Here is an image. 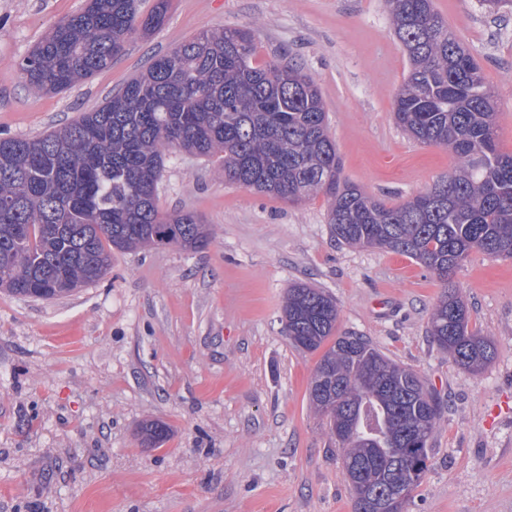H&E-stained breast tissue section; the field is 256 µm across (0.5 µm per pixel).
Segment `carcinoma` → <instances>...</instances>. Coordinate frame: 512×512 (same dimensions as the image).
Wrapping results in <instances>:
<instances>
[{
	"label": "carcinoma",
	"mask_w": 512,
	"mask_h": 512,
	"mask_svg": "<svg viewBox=\"0 0 512 512\" xmlns=\"http://www.w3.org/2000/svg\"><path fill=\"white\" fill-rule=\"evenodd\" d=\"M166 2L141 19L137 0H86L24 56L22 77L46 93L91 77L133 32L161 26ZM386 2L409 63L394 120L413 139L450 148L458 159L451 174L396 205L366 195L342 178L321 93L300 66L258 61L248 28L201 33L100 108L37 138H0V288L58 297L106 275L114 247L204 248L207 225L191 213L163 216L156 205L176 148L215 157L225 181L290 204L321 193L338 242L423 264L445 286L429 316L431 339L462 369H485L495 345L469 328L451 278L474 250L512 259V154L498 148L495 91L433 0ZM283 320L296 347L322 351L307 397L342 450L353 512H374L373 502L398 486L414 491L430 468L441 399L366 337L337 333L336 302L323 290L291 284ZM371 367L388 386L366 381ZM142 435L157 445L168 428L151 421Z\"/></svg>",
	"instance_id": "carcinoma-1"
}]
</instances>
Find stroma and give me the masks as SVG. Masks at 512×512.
<instances>
[{"label": "stroma", "instance_id": "obj_1", "mask_svg": "<svg viewBox=\"0 0 512 512\" xmlns=\"http://www.w3.org/2000/svg\"><path fill=\"white\" fill-rule=\"evenodd\" d=\"M86 0H0V134L32 138L101 106L152 59L203 32L253 29L263 61L316 81L342 177L389 204L456 164L396 125L407 57L384 0H169L110 67L58 93L19 61ZM498 94L512 153V6L434 0ZM161 213L190 212L210 244L113 251L96 284L58 298L0 290V512H352L339 450L310 408L318 354L284 335L290 284L323 289L339 331L411 367L444 403L409 512H512V259L473 251L454 275L469 326L496 356L477 375L427 334L442 284L384 249L337 243L328 201L292 205L226 183L217 161L170 153ZM165 444L141 442L142 422Z\"/></svg>", "mask_w": 512, "mask_h": 512}]
</instances>
